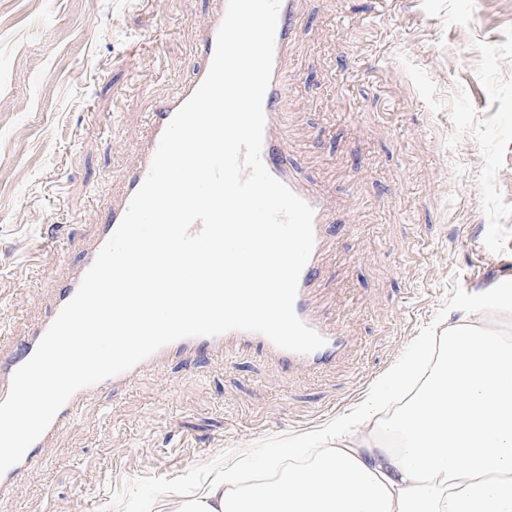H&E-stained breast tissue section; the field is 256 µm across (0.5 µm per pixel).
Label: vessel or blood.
Returning <instances> with one entry per match:
<instances>
[{
    "label": "vessel or blood",
    "instance_id": "vessel-or-blood-1",
    "mask_svg": "<svg viewBox=\"0 0 512 512\" xmlns=\"http://www.w3.org/2000/svg\"><path fill=\"white\" fill-rule=\"evenodd\" d=\"M298 3L299 0H281L271 79L263 101L265 128L261 157L268 172L306 201L314 210L315 246L299 278L295 312L304 323L324 338V346L313 353L303 355L282 350L261 334L238 330L213 337L201 336L180 339L162 347L127 371L76 391L49 425V432L53 433L71 425L75 420L78 405L83 399L102 390L128 384L144 369L157 364L160 360L175 357L186 351L216 350L230 344L242 348L254 346L273 356L282 364L302 366L316 371L336 361L347 349L349 337L346 329L319 315L314 310L310 298V289L317 278L322 257L328 247L326 230L331 224L335 223L336 212L324 195L308 188L291 168L288 160L291 148L287 132L280 120L289 85L285 77V63L295 37ZM227 5L228 0H219L218 7L208 15L200 28L197 41L200 62L193 80L183 85L175 95L156 105L153 112H150L148 131L140 148L139 161L136 166L123 175L121 198L110 208L104 222L98 224L94 247L85 251L80 264L74 267L60 282L56 290L55 302L48 316L33 324L28 335L16 345L11 353L0 354V402L4 401L8 394L15 370L34 354L39 341L52 324L54 317H57L62 307L77 292L85 273L94 263L99 248L103 247L114 233L131 197L141 186L149 172L165 127L182 105L193 95L207 75L215 50L217 33L226 13ZM36 453V448H29L20 464L12 466L0 475V501L13 497L17 475L24 465L32 462Z\"/></svg>",
    "mask_w": 512,
    "mask_h": 512
}]
</instances>
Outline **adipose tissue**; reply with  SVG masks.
I'll list each match as a JSON object with an SVG mask.
<instances>
[{
	"instance_id": "1",
	"label": "adipose tissue",
	"mask_w": 512,
	"mask_h": 512,
	"mask_svg": "<svg viewBox=\"0 0 512 512\" xmlns=\"http://www.w3.org/2000/svg\"><path fill=\"white\" fill-rule=\"evenodd\" d=\"M176 512H512V337L462 309L372 404Z\"/></svg>"
}]
</instances>
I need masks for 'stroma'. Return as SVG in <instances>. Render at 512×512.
<instances>
[{
	"instance_id": "1",
	"label": "stroma",
	"mask_w": 512,
	"mask_h": 512,
	"mask_svg": "<svg viewBox=\"0 0 512 512\" xmlns=\"http://www.w3.org/2000/svg\"><path fill=\"white\" fill-rule=\"evenodd\" d=\"M214 6L0 0V350L93 244ZM287 70L292 165L339 218L312 299L345 355L310 375L233 345L161 361L85 400L8 512H171L362 407L449 314L512 285V0H302Z\"/></svg>"
}]
</instances>
